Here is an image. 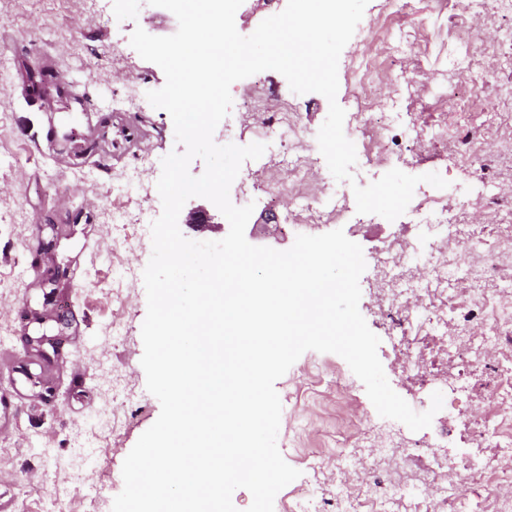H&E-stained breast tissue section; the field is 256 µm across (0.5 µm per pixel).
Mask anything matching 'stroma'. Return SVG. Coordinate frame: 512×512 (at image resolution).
<instances>
[{"label":"stroma","instance_id":"stroma-1","mask_svg":"<svg viewBox=\"0 0 512 512\" xmlns=\"http://www.w3.org/2000/svg\"><path fill=\"white\" fill-rule=\"evenodd\" d=\"M384 3L369 0L339 59L337 101L346 112L344 134L357 144L353 178L340 186L364 187L394 168L440 174L447 188L418 184L412 202L435 201L478 233L477 250L460 241L448 244L449 253L476 264L486 253L499 254L501 276L483 288L500 305L512 297V253L499 233L512 220V158L504 154L512 143V103L487 81L455 123L446 118L444 93L469 86L478 66L512 75V9L500 0L482 7L407 0L387 18ZM138 27L169 36L178 22L148 0H0V318L10 322L0 330V353H13L28 369L23 375L0 368V393L21 407L0 431V512H47L58 498L72 512H112L124 486L123 462L160 414L141 365L143 271L152 252L150 226L162 213L161 160L178 144L170 115L146 98L163 87L165 75L132 48ZM365 57L403 124L423 132L388 139L386 161L368 154L354 130L357 78L350 66ZM19 64L56 79L42 96L20 95L11 85ZM252 83L248 77L232 84L233 105L214 131L216 144L269 143L260 115L239 106ZM261 87L271 108L296 119L314 176L330 179L317 143L327 99L293 93L271 70L263 72ZM45 96L57 100L56 113L42 108ZM135 115L153 142L114 157L116 131ZM296 176L267 153L242 164L229 197L254 207L245 228L250 244L293 245L287 191ZM339 228L363 250L359 311L381 340L378 356L390 386L414 411L429 410L437 391L443 407L430 427L411 431L379 416L342 357L304 352L275 385L282 406L277 445L300 475L277 494L274 512H419L410 493L435 490L437 464L406 456L407 444L426 445L451 464L469 457L462 414L502 422L498 396L478 382L479 370L498 357L476 348L441 352L426 357L419 371L406 370L387 316L395 272L376 258L393 237L416 240L411 216L390 221L351 208L319 231ZM416 275L449 328L481 333L482 316L466 313L469 278L443 285L426 265ZM29 334L47 341L28 346ZM361 414L383 432L384 451L357 447ZM386 488L400 490L401 498L382 497Z\"/></svg>","mask_w":512,"mask_h":512}]
</instances>
